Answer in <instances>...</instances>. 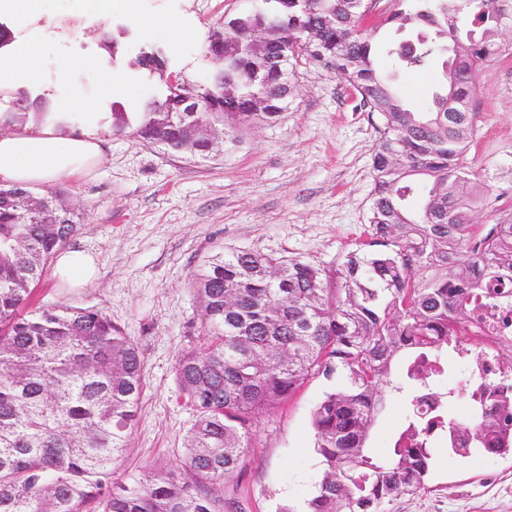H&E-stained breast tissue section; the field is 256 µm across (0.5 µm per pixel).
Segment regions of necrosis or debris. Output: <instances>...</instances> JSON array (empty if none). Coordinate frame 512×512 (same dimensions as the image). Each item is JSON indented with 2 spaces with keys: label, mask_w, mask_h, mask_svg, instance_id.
Returning a JSON list of instances; mask_svg holds the SVG:
<instances>
[{
  "label": "necrosis or debris",
  "mask_w": 512,
  "mask_h": 512,
  "mask_svg": "<svg viewBox=\"0 0 512 512\" xmlns=\"http://www.w3.org/2000/svg\"><path fill=\"white\" fill-rule=\"evenodd\" d=\"M479 302L463 338L454 347V366L442 369L449 389L464 396L467 415L456 420L454 432L434 428L429 445L433 448L470 447L477 418L490 408L506 431L500 446L512 453V417L503 412L504 407L512 406V366L502 365L498 359L501 345L512 343V284L486 289ZM474 342L479 344V351L471 350Z\"/></svg>",
  "instance_id": "necrosis-or-debris-1"
}]
</instances>
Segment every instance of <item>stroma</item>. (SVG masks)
I'll return each mask as SVG.
<instances>
[{"instance_id":"stroma-1","label":"stroma","mask_w":512,"mask_h":512,"mask_svg":"<svg viewBox=\"0 0 512 512\" xmlns=\"http://www.w3.org/2000/svg\"><path fill=\"white\" fill-rule=\"evenodd\" d=\"M256 0H136L141 16L188 22L194 34L158 27L142 35L132 17L113 10L103 17L99 0H41L29 22L0 17L13 41L37 39L40 87L51 91L55 111L71 109L64 85L97 98L102 78L115 73L122 99L136 105L149 83L128 62L140 47H156L173 69L196 79L215 69L206 55L211 34ZM78 16L81 27L61 34L60 19ZM117 35L120 50L100 47L103 33ZM494 61L478 68L473 136L466 152L470 178L487 192L474 213L485 226L512 220V26L498 38ZM441 58L403 74L402 94L425 108L443 76ZM378 134L359 97L335 71L316 62L299 65L288 109L273 123L227 132L210 158L164 154L132 135L102 134V160L88 175L36 185L60 195L80 215L82 228L69 249L95 256L98 273L80 288L57 285L46 275L31 307L68 303L94 307L123 326L146 360L145 391L128 449L114 467L117 481L131 482L146 467L166 464L182 448L195 411L179 396L174 376L178 351L187 343L200 310L190 286L197 265L220 248L281 253L324 266H340L369 239L372 157ZM386 406L369 446L385 455L408 404L394 363ZM340 379L307 380L273 414L258 415L253 439L236 473L224 482L229 512H305L321 478L311 414ZM390 512H512V457L483 453L460 459L433 451L428 487L404 496Z\"/></svg>"}]
</instances>
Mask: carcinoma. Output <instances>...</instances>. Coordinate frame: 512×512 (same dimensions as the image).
Wrapping results in <instances>:
<instances>
[{"label":"carcinoma","mask_w":512,"mask_h":512,"mask_svg":"<svg viewBox=\"0 0 512 512\" xmlns=\"http://www.w3.org/2000/svg\"><path fill=\"white\" fill-rule=\"evenodd\" d=\"M232 20L224 41L233 62L226 77L237 96L212 87L202 105L222 112L198 116L216 126L268 122L288 109L299 61L324 63L351 86L379 134L365 248L338 268L254 250H219L192 274L201 312L174 366L180 397L196 412L175 460L131 483L112 481L144 393L145 360L135 341L102 311L68 304L23 312L56 254L79 230V216L55 196L41 210L22 200L31 190L0 186V512H226L224 480L238 470L255 415L286 403L310 378L341 376L312 411L314 448L323 475L308 512H387L394 500L425 489L431 449L418 447L450 413L424 421L415 411L433 371L410 365L452 349L464 333L471 289L479 276L512 278V238L492 224L477 231L474 208L482 187L466 177L472 137L473 76L502 53L497 36L512 22V0H394L378 23L365 25L367 0H263ZM329 18L332 24L324 25ZM267 32L259 50L236 41ZM425 29L416 52L389 49L393 69L373 49L380 30ZM313 30L318 39L304 47ZM437 54L444 82L429 106L413 108L400 73ZM150 95L125 112L101 118L56 112L19 90H0V130L51 126L81 136L132 131L178 157L211 154L180 122L190 112L161 111L168 93ZM270 88L266 111L250 97ZM404 359L407 426L389 455L367 447L384 409L392 365ZM484 451L498 444L499 425H475Z\"/></svg>","instance_id":"obj_1"}]
</instances>
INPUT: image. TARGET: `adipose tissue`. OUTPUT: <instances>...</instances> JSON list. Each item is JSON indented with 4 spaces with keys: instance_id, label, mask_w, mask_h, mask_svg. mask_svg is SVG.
Instances as JSON below:
<instances>
[{
    "instance_id": "ef3b65f1",
    "label": "adipose tissue",
    "mask_w": 512,
    "mask_h": 512,
    "mask_svg": "<svg viewBox=\"0 0 512 512\" xmlns=\"http://www.w3.org/2000/svg\"><path fill=\"white\" fill-rule=\"evenodd\" d=\"M39 80L35 44L15 45L0 59V89L31 86ZM102 157L99 138L86 133L75 137L50 128H18L0 133V184L28 188L63 176H81ZM54 274L61 285L78 288L96 274V261L87 253L60 251Z\"/></svg>"
}]
</instances>
